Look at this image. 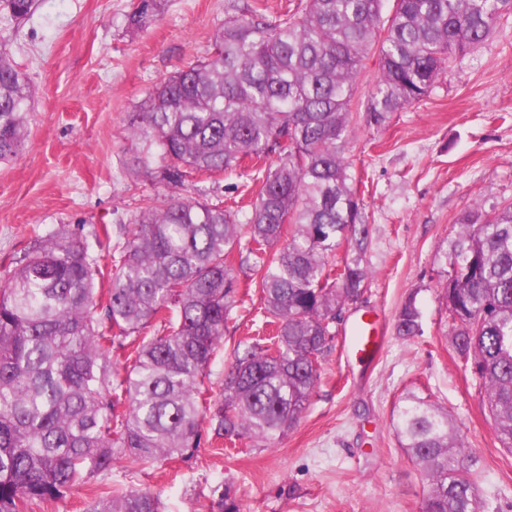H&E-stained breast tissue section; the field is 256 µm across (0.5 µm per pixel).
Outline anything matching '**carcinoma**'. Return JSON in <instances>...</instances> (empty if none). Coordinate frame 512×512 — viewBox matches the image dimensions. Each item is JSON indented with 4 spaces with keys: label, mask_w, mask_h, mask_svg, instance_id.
<instances>
[{
    "label": "carcinoma",
    "mask_w": 512,
    "mask_h": 512,
    "mask_svg": "<svg viewBox=\"0 0 512 512\" xmlns=\"http://www.w3.org/2000/svg\"><path fill=\"white\" fill-rule=\"evenodd\" d=\"M383 2L306 0L274 18L257 0L231 6L211 54L155 84L129 117L124 132L141 148L126 170L167 193L104 232L111 266L66 225L13 260L0 279V512L63 500L126 457H182L204 427L216 440L272 448L298 423L331 324L369 279L363 200L344 158L364 59L378 50L363 119L380 128L512 16V0H395L384 20ZM37 7L0 0V20L17 24ZM161 10L162 0H141L129 26ZM30 103L29 76L1 42L0 161L24 149ZM247 159L264 168L244 214L194 182ZM446 263L448 336L512 451V205L466 212ZM237 265L256 275L275 335L234 349L212 400L203 382L242 302ZM396 332L420 334L414 302ZM395 430L428 479L423 512H484L479 459L447 411L408 396ZM86 512L162 505L154 492L108 490Z\"/></svg>",
    "instance_id": "cac0c4a2"
}]
</instances>
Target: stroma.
<instances>
[{"label": "stroma", "instance_id": "stroma-1", "mask_svg": "<svg viewBox=\"0 0 512 512\" xmlns=\"http://www.w3.org/2000/svg\"><path fill=\"white\" fill-rule=\"evenodd\" d=\"M137 0H39L17 32L0 28L32 83L29 139L0 163V278L35 232L66 225L92 239L152 204L161 186L124 167L136 144L122 128L148 90L205 56L228 0H165L135 30ZM346 158L360 178L368 229L361 299L333 326L310 406L276 447H235L202 434L173 461L114 463L112 489L159 493L162 512H217L224 492L241 512H422L428 480L396 437L395 408L412 393L447 410L480 459L485 512H512V452L500 448L476 382L448 337L445 252L475 205L512 202V18L441 74L422 102L374 129L356 123ZM420 335L396 334L407 301ZM363 313L384 329L379 358L346 354L342 331ZM258 290L232 309L211 364L219 398L237 344L271 336Z\"/></svg>", "mask_w": 512, "mask_h": 512}]
</instances>
